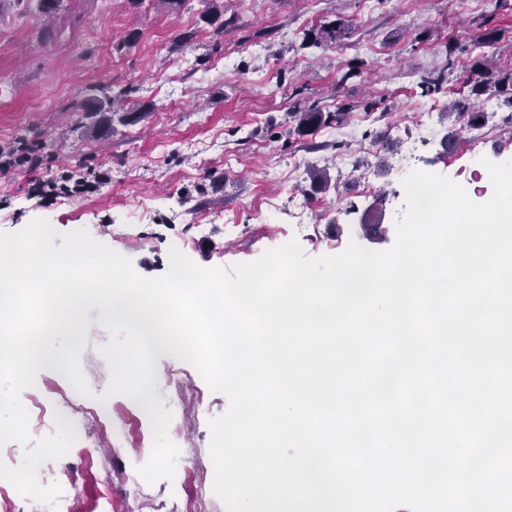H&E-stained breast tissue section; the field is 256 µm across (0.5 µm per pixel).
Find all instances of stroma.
<instances>
[{"instance_id":"35a3bbf8","label":"stroma","mask_w":512,"mask_h":512,"mask_svg":"<svg viewBox=\"0 0 512 512\" xmlns=\"http://www.w3.org/2000/svg\"><path fill=\"white\" fill-rule=\"evenodd\" d=\"M205 0L170 9L157 0H61L52 19L0 0V146L19 143L40 168H0V233L35 220L59 234L87 231L131 260L145 277L164 275L177 247L206 269L228 268L298 241L307 255L341 253L360 219L385 235L363 240L383 251L404 209L396 162L468 185L488 177L470 158L512 159V102L479 96V128L450 112L479 76L477 57L512 67V0H224V35L203 22ZM341 22L346 37L307 43L309 30ZM499 31L485 44V27ZM136 39H129L132 29ZM184 32L192 38L176 44ZM444 70L440 91L422 94L429 72ZM105 88L107 131H88L72 103ZM342 111L355 138L325 127L301 136L299 102ZM431 112L433 131L415 155L400 134L410 113ZM325 170L313 189L307 172ZM371 183H364L363 173ZM82 176L85 190L37 195L38 182ZM308 211L296 222L290 202ZM278 221L266 223L269 206ZM80 393L61 371L41 370L32 394L44 417L74 412L86 444L67 460L70 426L48 438L12 442L11 455L35 468L40 487L77 482L76 512H171L180 495L202 491L205 512H226L213 492L210 419L228 407L191 364L159 355L155 391L173 417L169 437L187 468L173 480L130 488L131 466L153 445L150 418L127 395H111V367L100 348L109 334L87 313Z\"/></svg>"}]
</instances>
